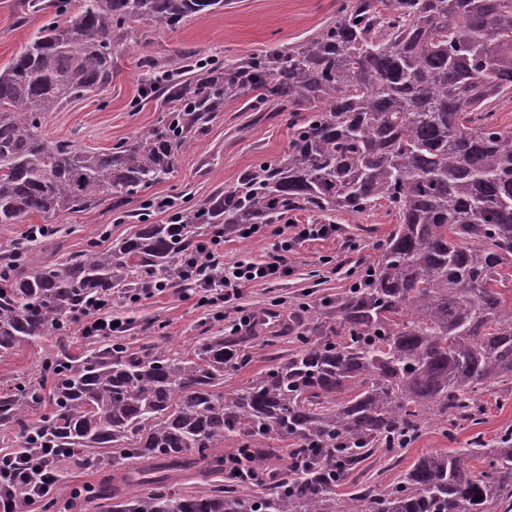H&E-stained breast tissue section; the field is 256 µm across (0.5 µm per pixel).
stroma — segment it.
I'll return each instance as SVG.
<instances>
[{
  "label": "stroma",
  "mask_w": 512,
  "mask_h": 512,
  "mask_svg": "<svg viewBox=\"0 0 512 512\" xmlns=\"http://www.w3.org/2000/svg\"><path fill=\"white\" fill-rule=\"evenodd\" d=\"M29 0H0V68L28 42L46 19L33 11ZM336 0H229L223 9L188 18L176 29L158 28L117 51L112 82L98 97L85 98L45 114L43 130L53 141L77 138L83 146L104 151L155 123L160 99L148 89L153 78L177 71L185 57L213 64L261 53L291 44L323 26L334 14ZM247 97L224 103L214 114L204 135L180 149L172 176L147 191L130 197L121 209L102 204L90 211H63L52 219L51 235L32 241L30 254L43 257L82 253L90 244L110 248L128 237L136 224H162L166 211L146 207V200L168 199L185 209L201 204L218 189L232 185L238 175L259 162H272L288 149V113L266 108L248 110ZM286 224H333L332 236L298 245L288 261L291 275L266 287L244 289L238 301L246 314L269 309L280 299L281 314H289L305 292L336 297L354 281L362 259L375 256L377 248L394 230L396 220L386 206L363 213L295 210L282 217ZM112 313L126 324L124 338L146 349L156 343L178 346L202 336H220L224 323L213 310L196 304L193 291L176 288L138 303L113 296ZM95 340L70 329L52 334L36 346L23 345L0 356V393L38 379L47 352L88 353ZM287 331H267L246 338L242 353L251 357L243 368L226 372L225 388L245 385L268 365L292 349ZM498 401L489 403L481 424L458 427L454 437L440 426L429 425L421 437L402 452L398 466H389L383 455L365 463L366 475L376 488L394 484L422 455L463 447L472 434L495 440L512 428V382L498 385ZM101 475L94 469L63 472L56 508L58 512H94Z\"/></svg>",
  "instance_id": "35a3bbf8"
}]
</instances>
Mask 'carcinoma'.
<instances>
[{"label": "carcinoma", "instance_id": "cac0c4a2", "mask_svg": "<svg viewBox=\"0 0 512 512\" xmlns=\"http://www.w3.org/2000/svg\"><path fill=\"white\" fill-rule=\"evenodd\" d=\"M226 0H80L0 68V224L45 223L170 178L176 152L226 100L252 92L292 122L288 151L164 224H140L106 250L0 261V354L41 342L112 291L148 280L189 288L188 258L216 228L275 224L291 210L363 213L397 224L342 297L292 312L288 357L247 385L235 336L139 354L121 340L77 360L53 353L36 382L0 395L18 448H68L59 470L92 465L142 476L122 493L105 477L101 512H512V430L488 446L420 457L391 487L361 480L375 452L396 462L424 427L477 424L485 396L512 379V0H338L315 33L194 78L159 84L153 126L105 152L49 140L42 118L104 90L112 55ZM50 385L51 411L31 415ZM288 465L264 472L282 441ZM234 457L212 453L226 443ZM482 464L477 470L472 462ZM212 471L199 494L177 485ZM352 479L355 491L336 495Z\"/></svg>", "mask_w": 512, "mask_h": 512}]
</instances>
